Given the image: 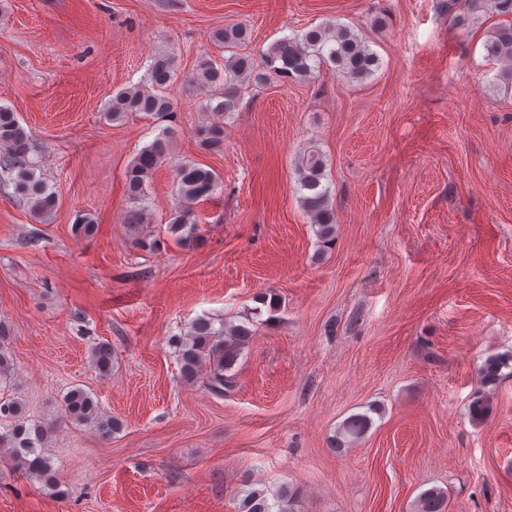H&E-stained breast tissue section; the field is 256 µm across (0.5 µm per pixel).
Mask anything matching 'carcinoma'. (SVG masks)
Segmentation results:
<instances>
[{"label": "carcinoma", "instance_id": "carcinoma-1", "mask_svg": "<svg viewBox=\"0 0 512 512\" xmlns=\"http://www.w3.org/2000/svg\"><path fill=\"white\" fill-rule=\"evenodd\" d=\"M492 7L500 15L512 16V0H442L441 7L455 25L462 27L467 15ZM249 33L241 24L228 25L212 34L213 44L228 53L220 65L205 56L201 58L188 83L206 96V108L227 115L238 110L240 90L261 88L271 82L310 81L321 65H333L336 72L350 81H363L380 67V58L368 41L353 29L332 21L286 36L273 42L255 58L241 51ZM484 49L488 56L501 64L495 86L512 95V21L499 23L487 31ZM179 67L176 57L163 54L153 57L140 80L112 96L104 118L122 122L131 116L172 118L176 106L170 89L177 83ZM198 145L208 151L224 150V124L220 121L200 125L195 131ZM0 146L6 155L0 161V185L13 188L12 196L27 204L36 218L52 214L58 207V196L36 171L38 157L30 155V135L17 115L8 106L0 105ZM169 151V130H162L154 140L141 148L125 172V198L130 204L126 223L134 227L145 223L144 201L149 196L153 173L161 166ZM326 160L322 152L311 147L302 156L298 168L301 207L314 225L322 248L335 241V213L329 201V189L323 185ZM179 203L168 221L167 233L181 246L197 242V219L191 204L206 201L223 189L224 180L214 170L195 163L174 167ZM97 230L90 214H79L74 231L91 236ZM136 247L144 251L160 248L161 239L145 231L134 238ZM252 336L244 324L224 323L215 328L207 317L194 320L187 334L172 336L169 343L178 352L184 377L193 378L209 367L211 389L220 391L233 382L232 370ZM512 355L488 358L480 371L483 389L474 392L469 403L472 420L484 422L492 412L486 388L495 387L501 370L509 366ZM92 362L99 374L112 372V349L106 344L92 351ZM11 358L0 343V387L11 382ZM61 410L66 420L94 427L101 435L119 432L122 423L105 414L99 402L86 390L74 387L63 396ZM366 413L353 414L338 427L335 447L343 448L362 437L371 427ZM51 426L32 422L25 417L21 401L13 395L0 393V451L9 454L15 467L42 483L54 494L61 493V479L53 457L48 453ZM298 492L281 489L274 501L263 490H250L241 500V512H295ZM414 512H448V497L444 490L432 487L415 500Z\"/></svg>", "mask_w": 512, "mask_h": 512}]
</instances>
